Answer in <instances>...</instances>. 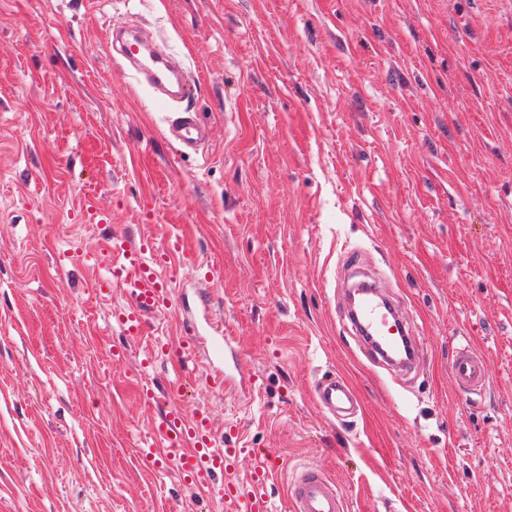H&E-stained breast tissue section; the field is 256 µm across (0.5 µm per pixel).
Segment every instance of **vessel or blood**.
<instances>
[{"mask_svg": "<svg viewBox=\"0 0 512 512\" xmlns=\"http://www.w3.org/2000/svg\"><path fill=\"white\" fill-rule=\"evenodd\" d=\"M176 140L194 147L205 140L207 132L194 118L184 117L172 124ZM188 259L189 254L180 237L168 238L163 246L143 240L132 242L123 235L105 241L97 252L109 269L107 286L121 287L127 302L115 315L121 333L132 339L143 336L148 315L162 313L173 305V283L162 270L172 257ZM357 321L371 333L373 342L395 347L408 342L418 343L402 317H391L390 310L373 298H364L357 309ZM201 353L196 333L181 337L176 348L178 365L188 368ZM214 362L207 375V385L224 391L229 380L224 373V347L214 342ZM451 376L458 386L477 390L484 386L487 368L484 358L470 348L457 351ZM355 396L343 379L329 378L316 388V402L326 410L336 411L353 404ZM152 445L144 448L145 458L158 467L173 466L180 478L202 489L217 502L221 512H273L272 488L279 479L283 464L266 453L254 456L250 470L237 467L238 449L224 445L213 413L201 406L192 414H184L181 405L168 401L151 426ZM292 512H344L342 498L333 482L318 469L308 467L296 472L291 483Z\"/></svg>", "mask_w": 512, "mask_h": 512, "instance_id": "1", "label": "vessel or blood"}]
</instances>
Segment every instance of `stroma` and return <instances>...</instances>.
<instances>
[{"mask_svg":"<svg viewBox=\"0 0 512 512\" xmlns=\"http://www.w3.org/2000/svg\"><path fill=\"white\" fill-rule=\"evenodd\" d=\"M135 27L189 75L176 102L112 44ZM209 130L197 150L179 113ZM183 236L243 368L213 393L226 444L320 469L345 512H512V0H0V512H219L139 453L177 367L141 368L89 260ZM365 272L420 340L379 364L347 317ZM470 345L485 386L455 385ZM359 407L332 415L322 378ZM171 126L174 138L186 147H196L207 137L205 128L192 117L180 118ZM316 402L321 408L336 413V410L352 405L356 398L346 380L331 377L317 386Z\"/></svg>","mask_w":512,"mask_h":512,"instance_id":"stroma-1","label":"stroma"}]
</instances>
